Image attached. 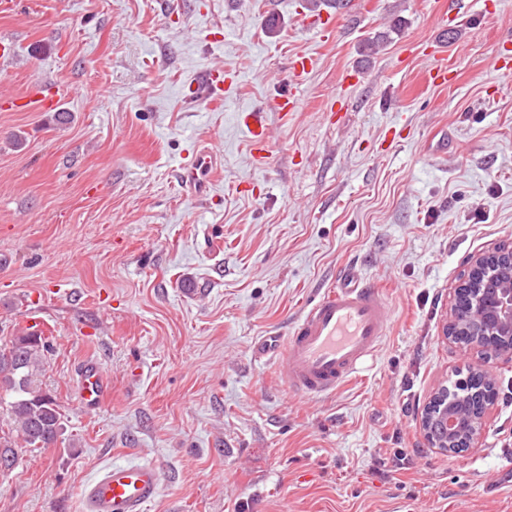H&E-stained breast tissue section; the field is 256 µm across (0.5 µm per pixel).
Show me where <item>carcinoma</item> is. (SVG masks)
I'll use <instances>...</instances> for the list:
<instances>
[{"instance_id":"carcinoma-1","label":"carcinoma","mask_w":512,"mask_h":512,"mask_svg":"<svg viewBox=\"0 0 512 512\" xmlns=\"http://www.w3.org/2000/svg\"><path fill=\"white\" fill-rule=\"evenodd\" d=\"M53 352L47 337L27 328L0 345V391L8 396L6 407L16 437L0 436V460L17 458L16 440L30 448H48L58 442L65 427L61 405L37 383L44 361ZM465 411L478 409V402L496 396L495 384L479 370L468 371L466 381L454 389Z\"/></svg>"}]
</instances>
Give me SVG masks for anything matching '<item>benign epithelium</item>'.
Wrapping results in <instances>:
<instances>
[{"instance_id": "1", "label": "benign epithelium", "mask_w": 512, "mask_h": 512, "mask_svg": "<svg viewBox=\"0 0 512 512\" xmlns=\"http://www.w3.org/2000/svg\"><path fill=\"white\" fill-rule=\"evenodd\" d=\"M497 265L512 268V242L501 243L489 254L476 257L467 275L457 286V289L464 288L472 295L470 329L466 332L471 341L463 345V348L477 349L490 356L512 361V279L505 287L490 290L488 284L494 280V276L481 275L483 269ZM485 413L486 409L482 408L473 414L467 445H472L483 434ZM437 421L450 437L459 426V415L453 407L451 393L446 386L431 397L422 417V430L431 447L438 448L443 445L448 450L452 448V443H436L433 431L429 430V426Z\"/></svg>"}]
</instances>
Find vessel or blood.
Instances as JSON below:
<instances>
[{
    "label": "vessel or blood",
    "instance_id": "1",
    "mask_svg": "<svg viewBox=\"0 0 512 512\" xmlns=\"http://www.w3.org/2000/svg\"><path fill=\"white\" fill-rule=\"evenodd\" d=\"M26 109L58 112L61 98L51 86L37 83L23 98ZM243 123L257 153H264L267 132L260 111L247 113ZM213 156L195 150L180 169V182L196 197L207 195V174ZM393 309L387 294L354 269L345 270L315 302L308 304L292 325L287 339L267 336L258 340V357L273 361L291 392L308 399L336 392L356 379L387 335ZM107 381L96 363L80 369L84 408L94 410L105 401ZM160 488V473L150 462L112 464L97 472L83 488L85 512H145Z\"/></svg>",
    "mask_w": 512,
    "mask_h": 512
}]
</instances>
